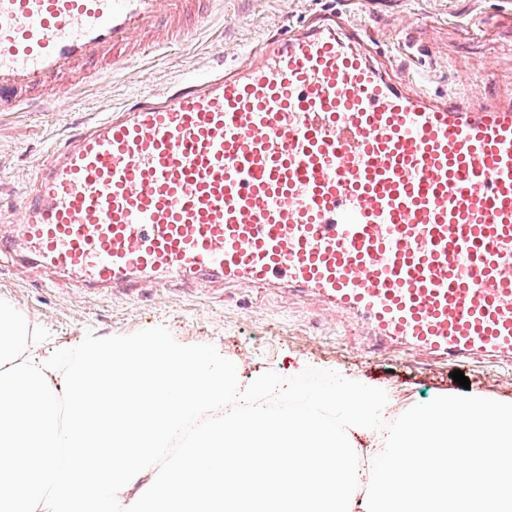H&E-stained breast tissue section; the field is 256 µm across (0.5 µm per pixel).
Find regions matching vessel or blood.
<instances>
[{"mask_svg": "<svg viewBox=\"0 0 512 512\" xmlns=\"http://www.w3.org/2000/svg\"><path fill=\"white\" fill-rule=\"evenodd\" d=\"M189 0H0V99L185 37ZM0 253L106 290L140 275L310 290L445 361L512 360V99L416 89L344 12L70 135Z\"/></svg>", "mask_w": 512, "mask_h": 512, "instance_id": "vessel-or-blood-1", "label": "vessel or blood"}]
</instances>
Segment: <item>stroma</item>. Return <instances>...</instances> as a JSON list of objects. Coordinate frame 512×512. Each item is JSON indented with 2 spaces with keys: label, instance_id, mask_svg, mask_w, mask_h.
Returning <instances> with one entry per match:
<instances>
[{
  "label": "stroma",
  "instance_id": "stroma-1",
  "mask_svg": "<svg viewBox=\"0 0 512 512\" xmlns=\"http://www.w3.org/2000/svg\"><path fill=\"white\" fill-rule=\"evenodd\" d=\"M343 7L365 23L373 47L413 87L438 95L461 92L473 100L491 90L501 99L512 97V0H220L191 41L133 56L113 72L81 70L70 84L0 112V230L19 222L9 201L31 182L49 147L89 118L170 82L205 77L241 59L262 37ZM0 300L45 327L59 344L78 343L90 332L111 337L166 327L180 344L215 346L235 363L243 384L268 370L292 377L304 364L343 371L394 394L402 407L458 392L451 374L460 370L471 390L512 398V365L446 362L382 346L352 315L280 281L246 288L221 280L166 287L145 280L133 291L93 292L4 256Z\"/></svg>",
  "mask_w": 512,
  "mask_h": 512
}]
</instances>
